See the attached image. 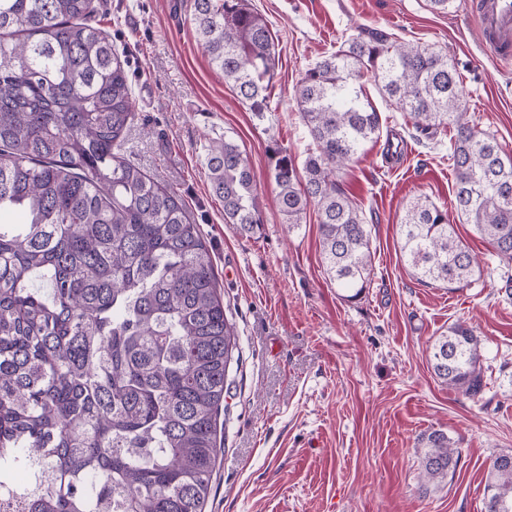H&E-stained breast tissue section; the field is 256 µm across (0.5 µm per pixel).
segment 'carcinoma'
<instances>
[{
    "mask_svg": "<svg viewBox=\"0 0 512 512\" xmlns=\"http://www.w3.org/2000/svg\"><path fill=\"white\" fill-rule=\"evenodd\" d=\"M247 0H193L200 42L252 112L268 105L275 48ZM92 0H0V493L14 512H204L236 349L213 257L175 192L121 157L132 119L124 62L87 22ZM296 87L314 148L277 151L288 227L317 208L326 272L350 301L372 281L370 231L336 173L379 137L369 74L414 129L450 126L454 207L512 263V158L467 118L448 54L365 30ZM204 162L224 219L262 228L247 156L212 139ZM401 250L422 283L464 286L477 257L448 212L417 199ZM481 339L462 322L437 337L435 376L470 398L486 388ZM419 478L456 475L448 433L418 439ZM488 470L484 512H512V459Z\"/></svg>",
    "mask_w": 512,
    "mask_h": 512,
    "instance_id": "obj_1",
    "label": "carcinoma"
}]
</instances>
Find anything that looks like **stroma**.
I'll return each instance as SVG.
<instances>
[{"label": "stroma", "mask_w": 512, "mask_h": 512, "mask_svg": "<svg viewBox=\"0 0 512 512\" xmlns=\"http://www.w3.org/2000/svg\"><path fill=\"white\" fill-rule=\"evenodd\" d=\"M276 51L269 110L256 115L203 52L193 0H93L132 87L124 155L174 190L211 249L238 355L228 371L221 451L205 512H484L494 458L512 453V266L454 209L449 133L417 138L412 124L366 93L385 123L343 171V189L371 228L372 283L343 299L322 262L318 214L288 227L274 198L272 148L303 161L313 142L294 96L307 68L358 31L375 28L446 49L466 91L468 118L512 156V60L480 43L471 0H248ZM228 137L250 162L262 229L241 235L213 195L204 147ZM425 198L446 210L478 258L470 285L416 281L399 226ZM463 321L482 342L487 387L472 399L434 377L429 351ZM441 429L462 451L453 481L422 489L415 443Z\"/></svg>", "instance_id": "obj_1"}]
</instances>
